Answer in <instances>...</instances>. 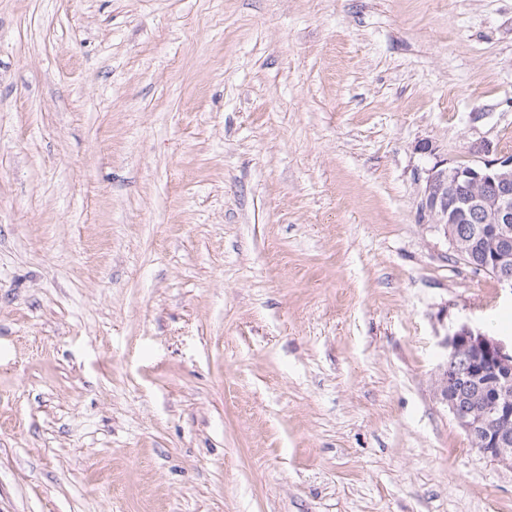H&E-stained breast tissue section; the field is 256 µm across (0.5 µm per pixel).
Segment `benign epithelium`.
<instances>
[{"label": "benign epithelium", "instance_id": "1", "mask_svg": "<svg viewBox=\"0 0 512 512\" xmlns=\"http://www.w3.org/2000/svg\"><path fill=\"white\" fill-rule=\"evenodd\" d=\"M420 209L457 255L480 241V268L512 292V154L471 164L437 160L427 169ZM445 348L435 378L439 399L480 454L512 468V350L467 324L448 334ZM493 371L501 378L489 395Z\"/></svg>", "mask_w": 512, "mask_h": 512}]
</instances>
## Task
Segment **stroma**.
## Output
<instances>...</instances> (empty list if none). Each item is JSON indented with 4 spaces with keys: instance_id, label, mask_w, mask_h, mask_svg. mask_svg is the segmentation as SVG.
<instances>
[{
    "instance_id": "stroma-1",
    "label": "stroma",
    "mask_w": 512,
    "mask_h": 512,
    "mask_svg": "<svg viewBox=\"0 0 512 512\" xmlns=\"http://www.w3.org/2000/svg\"><path fill=\"white\" fill-rule=\"evenodd\" d=\"M480 142L512 0H0V512H512L434 385L512 343L420 211Z\"/></svg>"
}]
</instances>
